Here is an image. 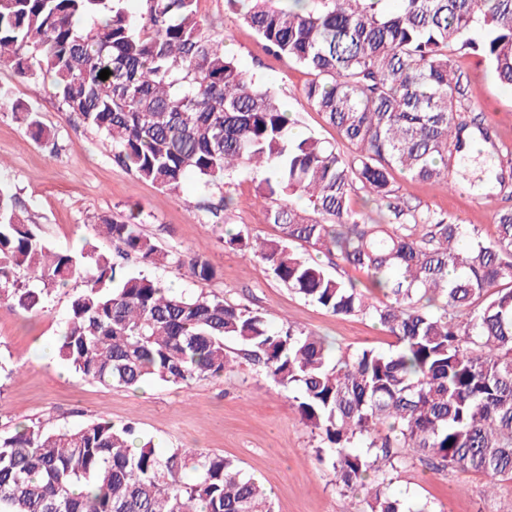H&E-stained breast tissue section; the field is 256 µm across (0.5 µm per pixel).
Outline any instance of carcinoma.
<instances>
[{
  "mask_svg": "<svg viewBox=\"0 0 512 512\" xmlns=\"http://www.w3.org/2000/svg\"><path fill=\"white\" fill-rule=\"evenodd\" d=\"M386 2L226 0L273 53L307 70L304 95L352 146L348 155L294 136L275 90L206 33L198 0H139L136 16L125 0H0V62L21 79L51 78L63 112L168 193L189 176L221 191L242 163L266 173L257 192L279 239L237 233L225 245L334 315H370L395 350L335 355L302 328L275 330L259 312L130 271L117 258L215 275L205 260L159 249L133 209L92 224L118 257L57 251L2 185L0 299L36 313L52 290L83 279L56 353L108 387L222 376L233 363L226 342H237L292 394L342 492L365 490L366 512H434L387 491L408 451L436 473L512 481V207L485 235L401 205L396 176L447 188L452 157L476 134L488 141L466 116L467 82L449 51L471 50L512 88V0H396L392 11ZM2 110L57 152L38 112L0 94ZM360 189L385 208L384 222L353 207ZM302 195L313 214L287 202ZM230 201L203 209L219 222ZM294 243L340 255L382 299L368 302ZM132 435L104 416L0 434V512H273L265 486L234 460L183 448L160 455Z\"/></svg>",
  "mask_w": 512,
  "mask_h": 512,
  "instance_id": "obj_1",
  "label": "carcinoma"
}]
</instances>
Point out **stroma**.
I'll return each instance as SVG.
<instances>
[{"mask_svg": "<svg viewBox=\"0 0 512 512\" xmlns=\"http://www.w3.org/2000/svg\"><path fill=\"white\" fill-rule=\"evenodd\" d=\"M197 7L210 32L223 38L241 66L260 73L276 89L303 134L350 152L305 98L310 80L305 69L269 52L225 0H199ZM451 60L468 81L471 110L479 114L490 140L512 149V90L497 83L476 55L455 50ZM0 91L39 112L61 147L58 155H50L10 112H0V183L12 188L55 249L114 251L112 241L96 236L91 225L97 217L135 207L142 213L144 232L160 248L199 256L215 269L214 278L200 280L174 264L146 267L147 275L173 290L222 297L261 312L275 327L291 323L325 338L336 353L389 349L392 337L371 317L333 315L292 293L259 258L225 246L230 230L268 240L280 235L256 200L260 175L251 167L235 175L228 189L232 204L216 224L199 208L203 193L194 179L170 194L113 162L99 134L62 112L49 80H22L0 64ZM450 178L455 186L448 191L403 179L400 194L418 209L489 230L496 211L508 203L495 178L455 168ZM80 288L75 282L52 292L43 309L32 314L0 300L1 433L21 422L62 428L104 416L118 425L133 423L137 435L153 441L160 452L186 448L235 459L246 474L271 488L274 512H362L361 496L341 492L333 469L317 460L318 439L288 392L246 359H238L223 376L189 386L151 383L137 390L101 385L62 364L54 349L71 296ZM391 478L390 493L430 502L436 512H512L511 481L498 482L490 492L485 477L457 470L438 474L415 457Z\"/></svg>", "mask_w": 512, "mask_h": 512, "instance_id": "obj_1", "label": "stroma"}]
</instances>
